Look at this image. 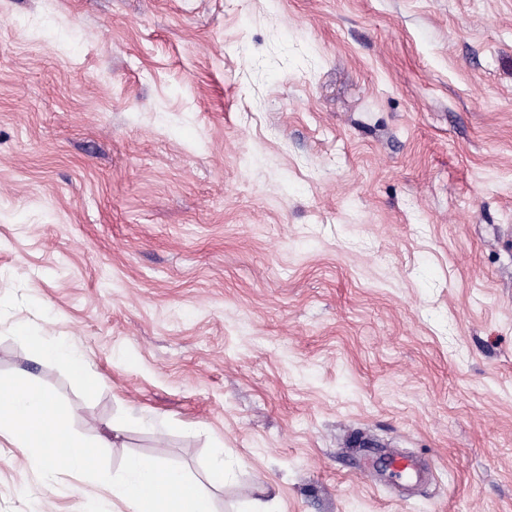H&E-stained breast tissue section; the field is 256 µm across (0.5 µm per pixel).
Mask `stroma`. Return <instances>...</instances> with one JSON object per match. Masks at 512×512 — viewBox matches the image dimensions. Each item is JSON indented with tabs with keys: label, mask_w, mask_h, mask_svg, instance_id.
I'll use <instances>...</instances> for the list:
<instances>
[{
	"label": "stroma",
	"mask_w": 512,
	"mask_h": 512,
	"mask_svg": "<svg viewBox=\"0 0 512 512\" xmlns=\"http://www.w3.org/2000/svg\"><path fill=\"white\" fill-rule=\"evenodd\" d=\"M0 372L217 512H512V0H0ZM18 334L37 353L41 360L65 364L71 375L85 390L92 392L96 388L98 377L91 371L84 356L72 340L48 336L44 330L33 331L22 328Z\"/></svg>",
	"instance_id": "stroma-1"
}]
</instances>
